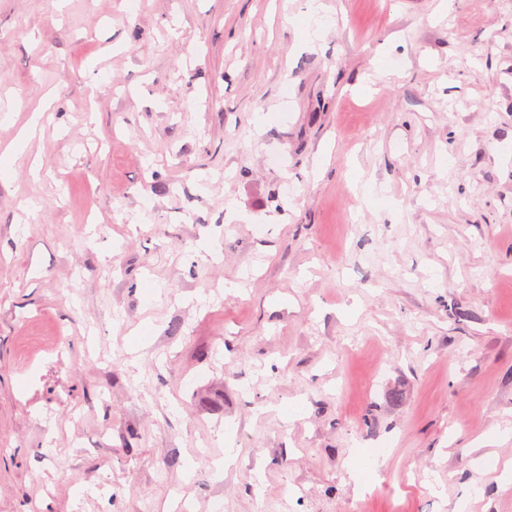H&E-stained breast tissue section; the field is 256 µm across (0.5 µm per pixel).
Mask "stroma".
Here are the masks:
<instances>
[{
	"label": "stroma",
	"mask_w": 512,
	"mask_h": 512,
	"mask_svg": "<svg viewBox=\"0 0 512 512\" xmlns=\"http://www.w3.org/2000/svg\"><path fill=\"white\" fill-rule=\"evenodd\" d=\"M321 2L0 0V512H512V0Z\"/></svg>",
	"instance_id": "35a3bbf8"
}]
</instances>
